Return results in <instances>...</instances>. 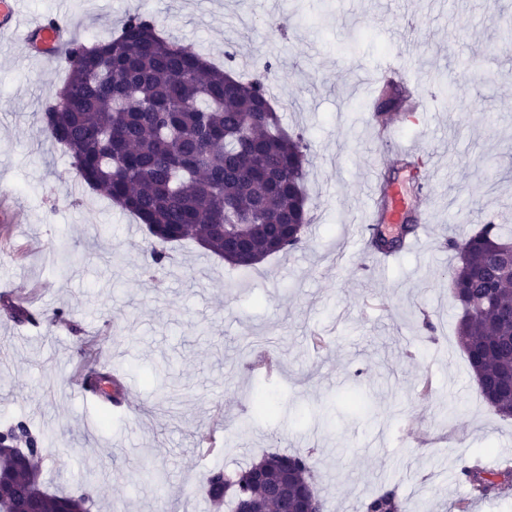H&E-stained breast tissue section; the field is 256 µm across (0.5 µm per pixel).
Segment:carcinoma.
Returning <instances> with one entry per match:
<instances>
[{
  "label": "carcinoma",
  "mask_w": 512,
  "mask_h": 512,
  "mask_svg": "<svg viewBox=\"0 0 512 512\" xmlns=\"http://www.w3.org/2000/svg\"><path fill=\"white\" fill-rule=\"evenodd\" d=\"M67 78L62 108L46 106L40 133L63 146L75 177L103 192L145 224L159 245L186 239L235 267L299 247L312 218L303 183L308 144L290 135L268 92L269 61L243 78L164 37L148 13L126 16L119 30L94 46L77 40L62 54ZM407 107L406 91L379 89V104ZM247 244L244 255L224 252V232ZM457 260L451 275L459 309L458 343L480 394L497 415L512 417V288H501L500 263L512 236L484 224L463 239H448ZM4 316L36 322L23 303L5 302ZM86 391L106 407L122 406L124 386L108 370L89 375ZM258 415L274 406L266 391L253 394ZM45 434L25 418L0 424V508L33 501L41 512H91V494L50 490L40 463ZM291 462L283 468L280 458ZM315 462L301 454L267 452L233 473L216 467L203 477L218 509L243 503L251 512H279L257 476L316 491ZM472 502L512 492V467L478 463L460 469ZM363 512H404L397 490L383 489Z\"/></svg>",
  "instance_id": "obj_1"
}]
</instances>
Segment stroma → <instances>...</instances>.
I'll return each instance as SVG.
<instances>
[{"mask_svg": "<svg viewBox=\"0 0 512 512\" xmlns=\"http://www.w3.org/2000/svg\"><path fill=\"white\" fill-rule=\"evenodd\" d=\"M62 5L88 44L141 11L208 59L232 53L236 71L275 63L274 102L311 146L313 222L303 247L246 270L190 240L147 269L146 227L39 134L63 63L0 43V190L16 207L0 223V302L29 294L38 319L0 316V422L23 416L47 434L44 481L90 486L94 512H211L209 469L285 451L315 460L325 512H361L391 486L406 512H456L463 463L512 458V420L484 402L457 343L447 246L512 213V0H23L22 13ZM399 56L426 108L394 136L424 143L426 198L371 118L378 71ZM477 56L489 77L475 88ZM388 172L428 226L389 264L354 248L372 218L366 186ZM59 309L72 327L53 326ZM98 357L126 385L106 422L77 384ZM264 357L278 362L267 376ZM261 378L272 417L251 408ZM353 393L368 416L344 407Z\"/></svg>", "mask_w": 512, "mask_h": 512, "instance_id": "35a3bbf8", "label": "stroma"}]
</instances>
